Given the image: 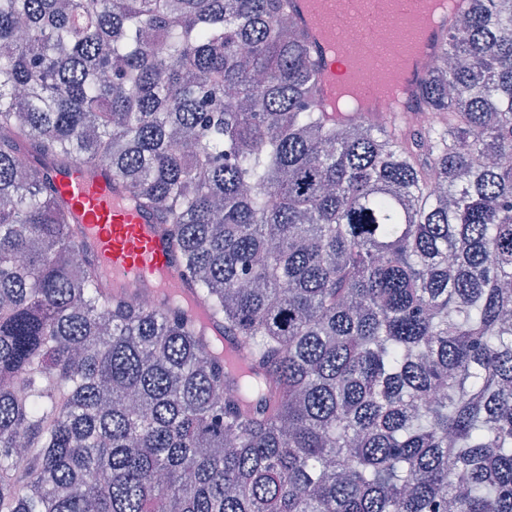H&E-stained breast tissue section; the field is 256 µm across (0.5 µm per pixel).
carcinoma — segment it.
<instances>
[{
  "label": "carcinoma",
  "instance_id": "carcinoma-1",
  "mask_svg": "<svg viewBox=\"0 0 512 512\" xmlns=\"http://www.w3.org/2000/svg\"><path fill=\"white\" fill-rule=\"evenodd\" d=\"M290 18L0 0V512H512V0L455 17L416 124L319 111ZM74 161L228 349L102 287Z\"/></svg>",
  "mask_w": 512,
  "mask_h": 512
}]
</instances>
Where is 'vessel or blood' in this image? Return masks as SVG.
<instances>
[{
    "label": "vessel or blood",
    "mask_w": 512,
    "mask_h": 512,
    "mask_svg": "<svg viewBox=\"0 0 512 512\" xmlns=\"http://www.w3.org/2000/svg\"><path fill=\"white\" fill-rule=\"evenodd\" d=\"M416 0H348L360 21L364 39H372L381 19L400 21L412 12ZM322 24L309 15L307 0H291L293 15L308 38L318 69L316 105L320 111L333 106L340 82L336 66L324 51L322 27L342 32L347 28L336 10V0H320ZM450 20H443L428 35L404 83L396 112H409L422 106V87L443 51ZM51 180L72 205L74 219L80 224L85 241L101 267L104 288L120 293L136 286L140 291L159 293L169 287L179 288L183 296L192 290L176 260L169 237L152 214L138 209L112 190L107 171L89 175L81 164L73 163L50 170Z\"/></svg>",
    "instance_id": "vessel-or-blood-1"
}]
</instances>
